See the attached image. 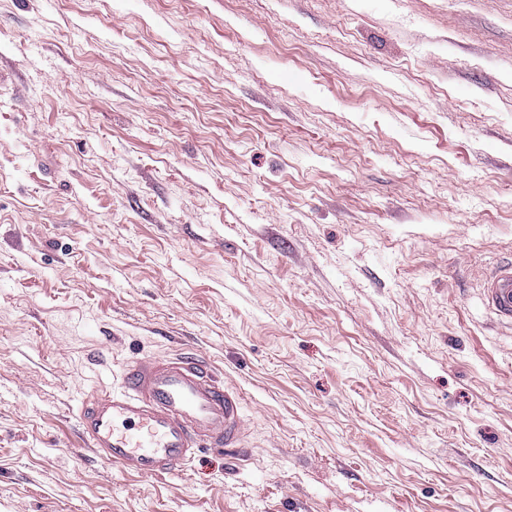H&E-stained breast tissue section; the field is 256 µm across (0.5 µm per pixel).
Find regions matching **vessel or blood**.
<instances>
[{"label": "vessel or blood", "mask_w": 512, "mask_h": 512, "mask_svg": "<svg viewBox=\"0 0 512 512\" xmlns=\"http://www.w3.org/2000/svg\"><path fill=\"white\" fill-rule=\"evenodd\" d=\"M480 302L512 328V262L480 287ZM82 430L96 454L124 471L159 478L206 448H234L246 430L238 396L196 358L140 356L126 363L118 389L82 405Z\"/></svg>", "instance_id": "1"}]
</instances>
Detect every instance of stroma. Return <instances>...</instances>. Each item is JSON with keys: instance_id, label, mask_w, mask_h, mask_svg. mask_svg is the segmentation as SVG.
Here are the masks:
<instances>
[{"instance_id": "1", "label": "stroma", "mask_w": 512, "mask_h": 512, "mask_svg": "<svg viewBox=\"0 0 512 512\" xmlns=\"http://www.w3.org/2000/svg\"><path fill=\"white\" fill-rule=\"evenodd\" d=\"M512 0H0V512H512ZM207 362L241 448L78 409ZM479 289L480 302L487 314L512 331V262L499 265ZM81 412L96 454L146 478L180 471L205 448H236L246 430L238 396L184 354L130 360L120 387L83 402Z\"/></svg>"}]
</instances>
